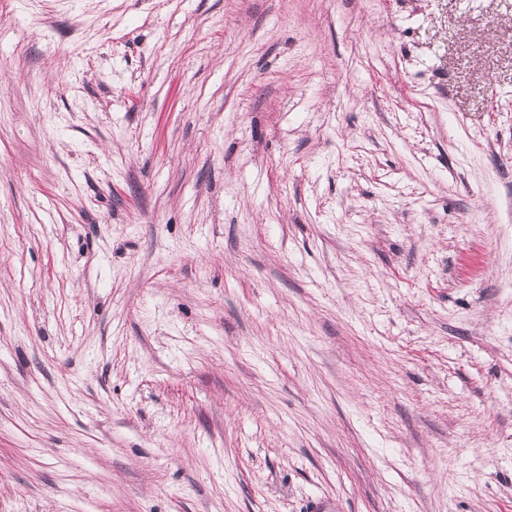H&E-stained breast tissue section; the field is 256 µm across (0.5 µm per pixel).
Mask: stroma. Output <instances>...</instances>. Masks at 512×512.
Here are the masks:
<instances>
[{
	"label": "stroma",
	"mask_w": 512,
	"mask_h": 512,
	"mask_svg": "<svg viewBox=\"0 0 512 512\" xmlns=\"http://www.w3.org/2000/svg\"><path fill=\"white\" fill-rule=\"evenodd\" d=\"M512 512V0H0V512Z\"/></svg>",
	"instance_id": "stroma-1"
}]
</instances>
